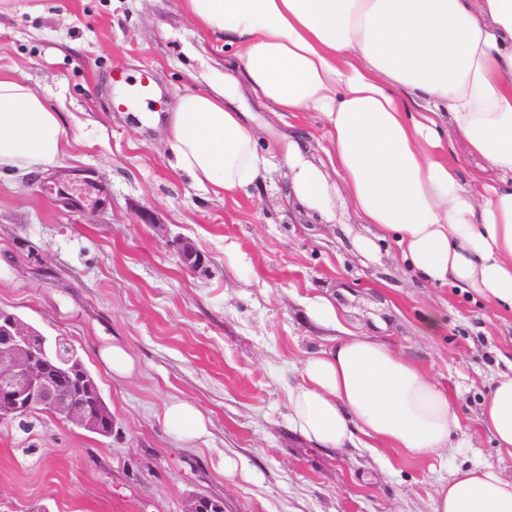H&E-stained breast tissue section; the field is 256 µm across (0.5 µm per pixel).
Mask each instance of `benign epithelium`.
Masks as SVG:
<instances>
[{"label": "benign epithelium", "mask_w": 512, "mask_h": 512, "mask_svg": "<svg viewBox=\"0 0 512 512\" xmlns=\"http://www.w3.org/2000/svg\"><path fill=\"white\" fill-rule=\"evenodd\" d=\"M49 187L59 205L76 209L80 202L69 184L61 176L52 177ZM181 262L190 269L202 267L203 259L189 242L179 247ZM4 325L0 327V420H11L35 408L47 410L65 421L85 429H96L102 419L98 390L81 380L75 381L78 396H73L63 385L59 375L45 371L44 360L53 357L62 365L69 364L71 348L52 347L47 338H35V330L28 323L16 319L3 310Z\"/></svg>", "instance_id": "obj_1"}]
</instances>
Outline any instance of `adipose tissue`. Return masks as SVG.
Listing matches in <instances>:
<instances>
[{"instance_id": "1", "label": "adipose tissue", "mask_w": 512, "mask_h": 512, "mask_svg": "<svg viewBox=\"0 0 512 512\" xmlns=\"http://www.w3.org/2000/svg\"><path fill=\"white\" fill-rule=\"evenodd\" d=\"M184 10L237 46L239 77L273 111L322 114L359 217L392 237L426 285L512 308V0H184ZM228 97L189 91L146 119L164 122L194 185L231 197L264 166ZM452 140L501 186L465 182ZM66 146L56 108L0 76V168L47 170ZM287 397L294 429L331 451L362 440L424 459L461 427L434 378L371 336L309 355ZM481 424L512 454V374L495 379ZM163 425L182 442L206 432L184 400L167 406ZM434 512H512V480L489 464L456 470Z\"/></svg>"}]
</instances>
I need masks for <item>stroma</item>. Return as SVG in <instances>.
<instances>
[{"mask_svg": "<svg viewBox=\"0 0 512 512\" xmlns=\"http://www.w3.org/2000/svg\"><path fill=\"white\" fill-rule=\"evenodd\" d=\"M0 72L41 93L71 141L57 172L97 183L104 209L69 211L48 174L0 170V307L73 345L112 411L103 437L44 411L0 422V512H186L200 497L224 512H433L455 468L490 463L512 479V455L480 424L494 378L512 370V312L456 288L425 286L396 245L361 223L331 160L317 112H275L245 85L232 104L257 135L267 173L235 199L173 168L163 127L116 106L149 76L147 109L172 111L192 90L223 88L234 49L201 32L181 0H8ZM315 168L328 202L295 189L287 155ZM188 241L204 264L180 263ZM331 300L335 324L309 313ZM435 331H427V320ZM373 336L448 390L461 417L428 459L368 448L314 447L289 421L287 386L310 354ZM122 344L126 378L98 353ZM186 400L207 433L165 430ZM238 470L225 476L221 463Z\"/></svg>", "mask_w": 512, "mask_h": 512, "instance_id": "obj_1", "label": "stroma"}]
</instances>
